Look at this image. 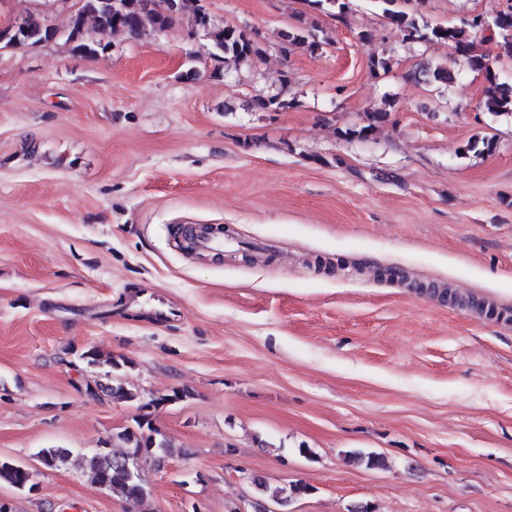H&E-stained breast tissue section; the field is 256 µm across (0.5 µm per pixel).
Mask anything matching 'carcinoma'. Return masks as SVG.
I'll list each match as a JSON object with an SVG mask.
<instances>
[{"mask_svg":"<svg viewBox=\"0 0 512 512\" xmlns=\"http://www.w3.org/2000/svg\"><path fill=\"white\" fill-rule=\"evenodd\" d=\"M410 1L419 6L426 3V0H377L383 15L400 28L404 39L413 43H446L466 59L469 67L486 72L488 86L482 103L484 111L492 115L512 112V85L497 80L489 65V54L479 50L475 44L478 34L492 30L501 38V46L512 52V0H508L506 7L490 15L464 17L456 25L433 27L420 25L415 14L399 9V5ZM89 20L102 36L116 32L138 36L148 27L155 31L169 29L184 21L194 36L204 20L206 27L203 35L210 41L215 55L224 58L225 63L236 67L250 66L260 61L266 53L258 39L247 29L214 25L202 0H79V8L70 17L67 42L79 52L94 55L98 50L106 49L107 45L85 39V25ZM19 21L22 26L17 29H0V44L36 46L57 37L56 29L37 15L28 14ZM328 45L330 38L327 33L312 24L304 23L281 34L280 49L285 55L297 48L314 53ZM423 75L436 83L446 84L453 79L452 73L442 65L425 67ZM292 105L293 100L288 98V76L285 74L281 75L277 89L254 99L255 108L264 112H280ZM82 358L91 366H106L112 373L127 366L125 359L103 355L94 349L84 352ZM98 390L113 399L138 402L140 414L134 419V427H127L116 434L115 439L123 443L122 448H99L92 455L83 457V467L88 471L91 482L100 484L106 478L111 491L132 504H139L149 495L140 470V459L152 457L161 463L173 455L169 440L153 423L152 410L161 403L179 401L186 394L175 392L152 397L145 402L139 394L126 389L118 379L112 380L107 386H99ZM38 457L64 466L71 460L72 452L67 448H43ZM20 469V464L0 459V484L21 488Z\"/></svg>","mask_w":512,"mask_h":512,"instance_id":"carcinoma-1","label":"carcinoma"}]
</instances>
